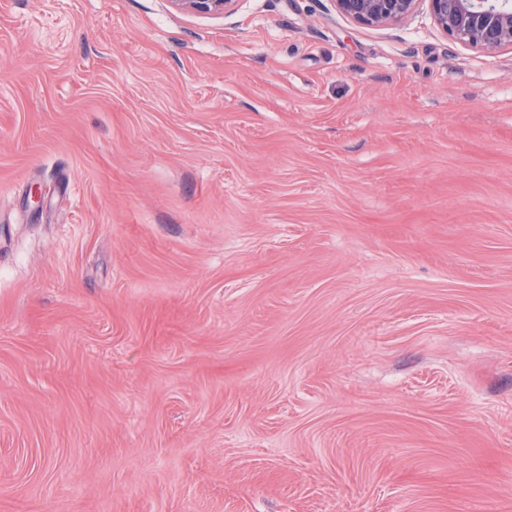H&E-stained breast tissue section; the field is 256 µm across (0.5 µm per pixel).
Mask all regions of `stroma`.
Masks as SVG:
<instances>
[{
  "mask_svg": "<svg viewBox=\"0 0 512 512\" xmlns=\"http://www.w3.org/2000/svg\"><path fill=\"white\" fill-rule=\"evenodd\" d=\"M0 512H512V48L0 0Z\"/></svg>",
  "mask_w": 512,
  "mask_h": 512,
  "instance_id": "obj_1",
  "label": "stroma"
}]
</instances>
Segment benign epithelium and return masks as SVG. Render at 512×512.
<instances>
[{
	"label": "benign epithelium",
	"mask_w": 512,
	"mask_h": 512,
	"mask_svg": "<svg viewBox=\"0 0 512 512\" xmlns=\"http://www.w3.org/2000/svg\"><path fill=\"white\" fill-rule=\"evenodd\" d=\"M174 9L197 15L230 11L236 0H169ZM352 20L375 26L409 16L418 0H333ZM438 26L453 40L494 53L512 48V0H428Z\"/></svg>",
	"instance_id": "7a95c632"
}]
</instances>
